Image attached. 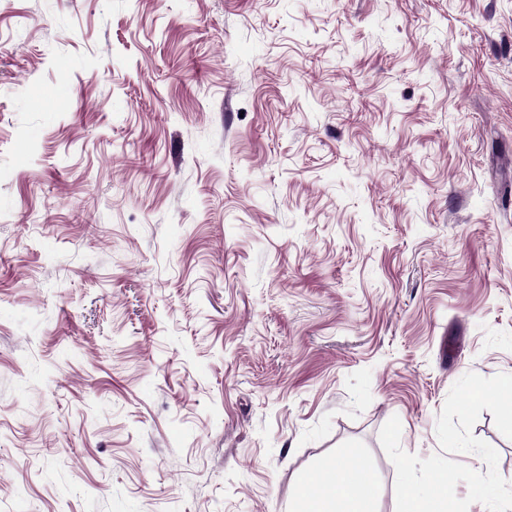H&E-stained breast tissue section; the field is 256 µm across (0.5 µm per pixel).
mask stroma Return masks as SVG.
I'll return each instance as SVG.
<instances>
[{"mask_svg":"<svg viewBox=\"0 0 512 512\" xmlns=\"http://www.w3.org/2000/svg\"><path fill=\"white\" fill-rule=\"evenodd\" d=\"M512 374V0H0V512H288ZM472 433L512 484V439Z\"/></svg>","mask_w":512,"mask_h":512,"instance_id":"1","label":"stroma"}]
</instances>
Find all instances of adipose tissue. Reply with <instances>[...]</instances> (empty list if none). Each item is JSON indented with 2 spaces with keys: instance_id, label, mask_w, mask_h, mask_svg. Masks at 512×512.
Segmentation results:
<instances>
[{
  "instance_id": "adipose-tissue-1",
  "label": "adipose tissue",
  "mask_w": 512,
  "mask_h": 512,
  "mask_svg": "<svg viewBox=\"0 0 512 512\" xmlns=\"http://www.w3.org/2000/svg\"><path fill=\"white\" fill-rule=\"evenodd\" d=\"M324 484L308 479L297 492L301 512H374L373 474L366 462L332 459Z\"/></svg>"
}]
</instances>
